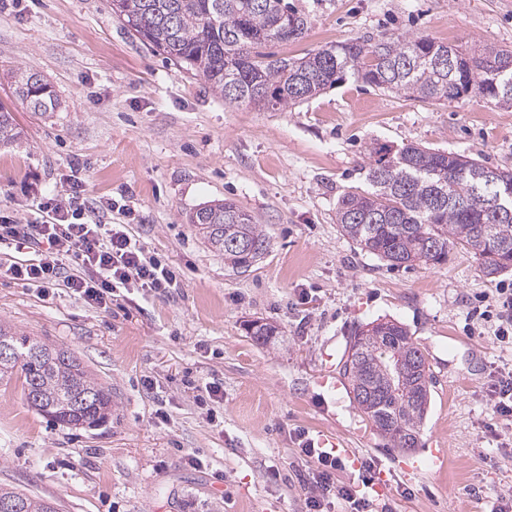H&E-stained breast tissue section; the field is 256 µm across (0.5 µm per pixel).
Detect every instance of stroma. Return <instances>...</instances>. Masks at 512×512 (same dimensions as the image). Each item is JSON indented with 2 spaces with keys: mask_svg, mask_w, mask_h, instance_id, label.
I'll use <instances>...</instances> for the list:
<instances>
[{
  "mask_svg": "<svg viewBox=\"0 0 512 512\" xmlns=\"http://www.w3.org/2000/svg\"><path fill=\"white\" fill-rule=\"evenodd\" d=\"M291 2L307 32L262 53L299 58L383 34L512 49V0ZM19 68L50 84L55 111L15 97L7 74ZM0 105L21 132L0 146V210L34 220L40 197L80 180L89 197L115 203L107 223L181 275L170 293L123 291L107 310L62 286L44 296L0 277V322L74 352L112 399L98 426H63L30 407L22 377L0 381V485L58 512H304L294 458L303 429L378 459L377 512H489L512 490V433L488 405L490 374L512 368V352L466 328L512 270L485 276L460 248L440 265L392 268L336 222L339 196L365 187L378 144L512 168V106L421 101L350 76L279 112L229 105L131 37L110 0H0ZM224 199L270 241L245 271L188 222ZM377 319L403 323L433 373L413 451L387 448L348 386L329 397L315 385L323 354L342 360L355 328ZM256 321L276 336L256 342ZM433 448L447 449V468L431 465ZM192 451L204 467L186 464Z\"/></svg>",
  "mask_w": 512,
  "mask_h": 512,
  "instance_id": "1",
  "label": "stroma"
}]
</instances>
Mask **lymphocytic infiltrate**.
Listing matches in <instances>:
<instances>
[{
    "mask_svg": "<svg viewBox=\"0 0 512 512\" xmlns=\"http://www.w3.org/2000/svg\"><path fill=\"white\" fill-rule=\"evenodd\" d=\"M41 219L19 224L16 217L0 213V244L16 252L31 251L27 260L0 262V272L48 292L62 286L92 307L111 304L117 290L129 287L158 290L179 285L175 268L162 263L132 238L124 225L106 224L111 200L90 201L81 183L69 184L64 193L40 198L36 204ZM470 320L492 324L493 340L512 349V287L497 288L492 304L473 309ZM295 455L305 467L303 477L305 512H373L366 489L374 482V464L361 467L360 487L338 484L340 465L335 455L320 448L306 432L297 435Z\"/></svg>",
    "mask_w": 512,
    "mask_h": 512,
    "instance_id": "lymphocytic-infiltrate-1",
    "label": "lymphocytic infiltrate"
}]
</instances>
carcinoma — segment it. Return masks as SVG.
Here are the masks:
<instances>
[{
  "label": "carcinoma",
  "mask_w": 512,
  "mask_h": 512,
  "mask_svg": "<svg viewBox=\"0 0 512 512\" xmlns=\"http://www.w3.org/2000/svg\"><path fill=\"white\" fill-rule=\"evenodd\" d=\"M128 33L203 79L226 104L283 111L350 75L383 91L424 101L452 102L471 94L491 99L512 92V50L485 45L458 72L437 54L444 47L428 36L346 38L304 57L277 58L257 52L270 42L300 39L308 17L287 0H111ZM17 96L34 112H52L57 99L42 76L12 72ZM11 113L0 106V144L18 139ZM365 190L347 191L336 204V224L361 250L387 265L409 268L442 264L453 248L480 261L493 277L512 269V217L499 218L464 200L500 199L512 211V169H499L488 183L476 176L482 163L454 152L405 145L369 150ZM469 164L453 175L460 159ZM215 252L237 269H247L269 249L253 217L231 200L208 204L188 217ZM506 245L495 253L482 247L483 234ZM16 351L0 359V379L23 376L30 406L61 425L93 427L110 414L111 396L94 382L71 352L20 336L0 323V344ZM357 407L388 445L411 451L430 405L429 366L422 349L400 322L369 330L358 327L342 363ZM0 512H57L55 504L13 487L0 486Z\"/></svg>",
  "instance_id": "1"
}]
</instances>
